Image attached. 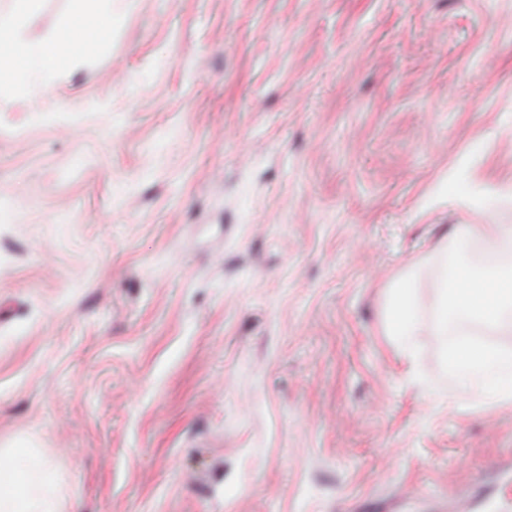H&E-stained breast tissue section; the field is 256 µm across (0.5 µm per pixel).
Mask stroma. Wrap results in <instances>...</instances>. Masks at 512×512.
<instances>
[{"instance_id": "obj_1", "label": "stroma", "mask_w": 512, "mask_h": 512, "mask_svg": "<svg viewBox=\"0 0 512 512\" xmlns=\"http://www.w3.org/2000/svg\"><path fill=\"white\" fill-rule=\"evenodd\" d=\"M512 225V0H116L0 90V454L62 512H512V402L387 335ZM384 325L389 335L408 347L413 346L414 336L421 328L418 304L411 279L397 280L389 289L384 311Z\"/></svg>"}]
</instances>
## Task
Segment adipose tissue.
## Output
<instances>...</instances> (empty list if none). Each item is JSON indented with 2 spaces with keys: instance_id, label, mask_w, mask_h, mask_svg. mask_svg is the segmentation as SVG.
<instances>
[{
  "instance_id": "ef3b65f1",
  "label": "adipose tissue",
  "mask_w": 512,
  "mask_h": 512,
  "mask_svg": "<svg viewBox=\"0 0 512 512\" xmlns=\"http://www.w3.org/2000/svg\"><path fill=\"white\" fill-rule=\"evenodd\" d=\"M40 0H8L0 9V88L41 97L67 62L72 47L93 48L112 28V0H72L71 12L54 37L34 42L23 33ZM512 315V265L479 270L453 262L441 280L431 322L434 335L447 337L450 320L499 326ZM384 325L389 335L412 344L421 328L410 278L389 290ZM446 366L464 387L478 388L495 402H512V350L457 340L445 353ZM9 463H0V512H59L53 467L35 461L31 449L14 448Z\"/></svg>"
}]
</instances>
